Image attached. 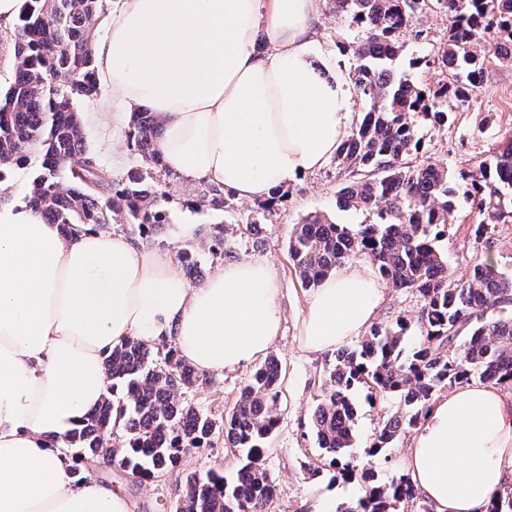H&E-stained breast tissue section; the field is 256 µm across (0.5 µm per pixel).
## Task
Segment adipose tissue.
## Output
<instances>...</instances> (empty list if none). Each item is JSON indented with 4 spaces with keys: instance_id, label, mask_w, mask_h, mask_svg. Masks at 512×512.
<instances>
[{
    "instance_id": "adipose-tissue-1",
    "label": "adipose tissue",
    "mask_w": 512,
    "mask_h": 512,
    "mask_svg": "<svg viewBox=\"0 0 512 512\" xmlns=\"http://www.w3.org/2000/svg\"><path fill=\"white\" fill-rule=\"evenodd\" d=\"M322 0H119L100 19L94 73L107 98L93 120L121 128L134 109L161 124L164 166L244 200L320 169L348 136L341 75L321 70ZM270 44L255 51L259 35ZM0 183V512H136L123 491L75 483L63 437L109 392L105 358L129 337L171 331L203 373L255 364L277 338L276 279L250 258L189 286L171 252L93 224L63 232ZM382 298L361 266L309 296L305 350L361 336ZM407 466L435 512H479L512 475V398L478 381L437 399Z\"/></svg>"
}]
</instances>
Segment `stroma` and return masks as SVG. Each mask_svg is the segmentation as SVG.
Instances as JSON below:
<instances>
[{"label":"stroma","mask_w":512,"mask_h":512,"mask_svg":"<svg viewBox=\"0 0 512 512\" xmlns=\"http://www.w3.org/2000/svg\"><path fill=\"white\" fill-rule=\"evenodd\" d=\"M414 24L423 29L424 37L406 39L394 67L414 83L432 88L447 78L445 70L431 65L429 59L444 41L448 18L439 10H427L417 15ZM416 124L421 146L413 156L414 161H431L455 172L478 171L491 160L499 141L512 136V63L489 55L479 92L466 103L450 105L444 121L420 117ZM83 133L87 149L99 158L112 178H122L138 164L139 158L129 147L125 130L87 121ZM170 182L171 197L164 205L169 231L163 236L143 239L145 247L179 250L176 233L181 225L199 224L207 228L227 219L224 210L193 207V200L202 193V184H187L176 173L171 175ZM339 184L335 162H327L321 169L284 187L282 198L266 222L263 241H235V258L249 257L266 264L280 288L281 328L269 353L281 362L282 420L264 462L268 477L277 488L271 512H336L340 503L354 502L361 494L358 483L332 482L331 472L316 478L311 475L312 468L322 465L324 452L317 444L310 417L321 399L324 375L335 354H312L300 345L301 320L310 291L302 286L288 253L293 228L307 214L320 213L339 224L372 221V214L337 207ZM479 222L465 185H458L456 207L439 243L456 277L465 276L472 265L487 258L512 264V217L484 229ZM249 374L246 368L211 374L208 383L189 391L185 398L212 418L222 419L234 406ZM354 400L357 417L353 453L361 458L385 414L395 413L398 403L393 400L387 409H380L368 402L362 389L355 393ZM239 458L237 449L220 440L210 448L186 450L179 470L150 481L134 480L123 470L101 463L94 464L89 474L122 489L136 502L138 512H170L182 496L188 473L219 468L231 476Z\"/></svg>","instance_id":"1"}]
</instances>
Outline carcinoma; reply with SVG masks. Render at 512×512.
I'll return each mask as SVG.
<instances>
[{"label": "carcinoma", "instance_id": "1", "mask_svg": "<svg viewBox=\"0 0 512 512\" xmlns=\"http://www.w3.org/2000/svg\"><path fill=\"white\" fill-rule=\"evenodd\" d=\"M111 0H24L14 29V80L0 99V182L15 166L35 177L27 205L50 224H126L148 237L165 227L162 203L170 183L162 178L155 115L133 114L128 144L140 167L112 179L84 146L78 101L99 94L93 69L95 20ZM334 12L358 29L352 48L353 87L362 111L339 146L344 172L337 203L375 216L371 224H335L313 215L296 225L289 255L302 286L316 287L334 268L367 256L384 284L420 298L416 321L403 315L372 325L358 344L336 351L326 387L312 415L324 466L333 479L358 480L363 495L337 512H432L417 504L412 478L376 470L351 454L356 408L353 392L367 389L382 408L396 397L401 411L381 423L366 455L381 454L402 432L416 427L444 388L475 378L512 387V272L488 258L467 279L454 278L437 242L445 235L456 185L466 183L483 219L480 228L506 217L500 187L512 188V137L477 174H451L436 164L414 165L420 148L414 117L444 116L448 101L465 103L484 81V57L475 46L490 34L512 44V0H331ZM437 5L448 16L446 40L433 63L454 71L452 84L423 88L396 75L393 64L416 13ZM229 208L224 193L209 185L196 205ZM234 222L209 230V250L233 252L232 238L252 236L260 218L233 214ZM110 393L65 439L75 460V483L88 465H116L143 480L180 466L189 448H206L215 436L239 449L236 477L222 470L185 479L175 512H270L276 486L263 467L267 442L281 421L282 381L277 359L250 374L232 411L217 422L184 398L206 382L180 358L174 338L161 342L131 337L106 357ZM125 431L119 447L112 429Z\"/></svg>", "mask_w": 512, "mask_h": 512}]
</instances>
